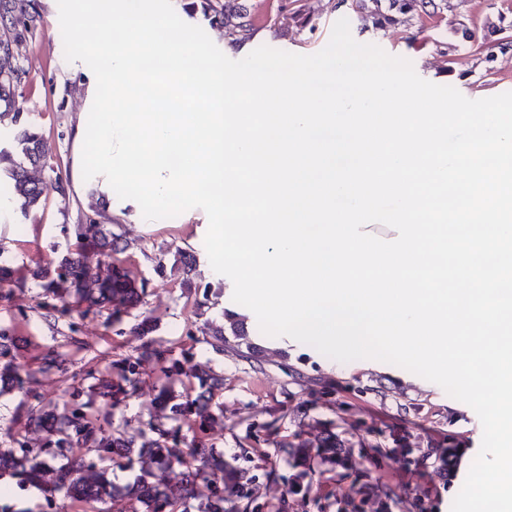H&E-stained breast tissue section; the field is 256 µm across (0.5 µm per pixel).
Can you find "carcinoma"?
<instances>
[{"instance_id":"cac0c4a2","label":"carcinoma","mask_w":512,"mask_h":512,"mask_svg":"<svg viewBox=\"0 0 512 512\" xmlns=\"http://www.w3.org/2000/svg\"><path fill=\"white\" fill-rule=\"evenodd\" d=\"M431 15L448 10V0H356L362 29L383 30L415 9ZM184 9L201 13L212 26L222 27L237 40H248L256 16L247 0H189ZM40 23L37 0H0V38L17 44L29 38ZM25 78L15 54L0 52V105L13 113L18 124L17 140L22 159L10 161L8 192L24 210L40 205L42 190L29 168L43 160L41 135L23 119L16 105V89ZM76 249H69L30 271L43 282L45 317L57 320L77 310L83 317H103L119 323L122 316L139 308L146 295V282L137 278L123 261L120 236L112 225L91 220L73 225ZM17 284L13 268L0 265V298L10 297ZM217 352L228 341L224 325L213 324L205 340ZM187 355L180 352V357ZM172 347L160 348L145 341L135 354L109 363L107 373L79 369L69 371L68 353L46 352L33 369L22 362L15 337L0 331V395L16 391L23 396L16 415L21 432L0 448V478L15 479L16 486H38L44 500L62 499L73 507L98 512H240L237 503L248 497L255 476L233 466L216 450L208 434L220 420L214 413L215 398L224 378L202 365L184 366ZM151 365L168 378H188L192 393L182 395L166 384L159 387L144 427L129 430L112 421L111 407L133 394L139 385L140 368ZM51 371L70 374L75 406L51 405L35 389L39 375ZM101 399L105 407L97 406ZM195 416L192 435L181 434L176 422ZM39 432L43 443L33 446L28 433ZM126 461L137 476L133 484L120 488L110 478L111 465ZM210 493L199 498L200 487Z\"/></svg>"}]
</instances>
